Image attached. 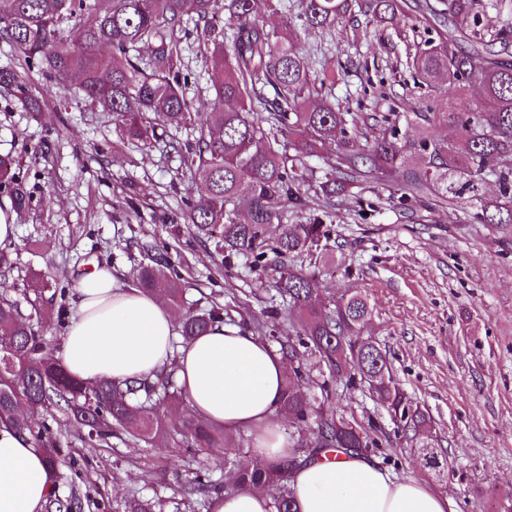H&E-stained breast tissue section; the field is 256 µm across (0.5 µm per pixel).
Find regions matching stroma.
<instances>
[{
	"label": "stroma",
	"instance_id": "1",
	"mask_svg": "<svg viewBox=\"0 0 512 512\" xmlns=\"http://www.w3.org/2000/svg\"><path fill=\"white\" fill-rule=\"evenodd\" d=\"M426 0H400L396 15L365 29L363 16L302 32L299 51L311 73L341 78L321 94L342 111L401 118L439 109L438 92L414 84L409 56L446 28ZM191 77L188 96L199 115L211 108L207 52L197 35L182 41ZM199 129L161 127L151 144L127 138L112 114L91 110L66 91L28 112L0 95V155H11L31 195L11 211L0 189V218L18 228L0 244L11 269L6 297L35 331L62 341L76 311L74 288L92 265L112 267L137 285L144 244L167 253L183 290L177 314L223 307L226 323L252 330L279 304L271 279H256L245 257L226 266L222 252L181 218L187 181L171 140L191 142ZM399 176L367 181L356 195L335 198L334 231L326 251L303 254L320 279L322 297L348 290L369 299L363 339L386 351L394 379L424 407L432 435L448 459L444 477L422 467L386 409L366 388L333 385L331 408L357 421L372 444L366 454L396 479L417 478L448 496L451 512H497L512 489V244L472 210L432 197L398 203ZM64 450L60 496L78 489L81 512H123L137 495L163 500L165 512H196L182 489L205 465L221 484L232 466L256 463L255 435L224 430L226 448L195 463L163 441L90 446L85 430L52 410L43 413Z\"/></svg>",
	"mask_w": 512,
	"mask_h": 512
}]
</instances>
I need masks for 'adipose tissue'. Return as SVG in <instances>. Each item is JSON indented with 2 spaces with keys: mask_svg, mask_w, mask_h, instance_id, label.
I'll use <instances>...</instances> for the list:
<instances>
[{
  "mask_svg": "<svg viewBox=\"0 0 512 512\" xmlns=\"http://www.w3.org/2000/svg\"><path fill=\"white\" fill-rule=\"evenodd\" d=\"M77 313L59 353L75 378L144 379L169 362L191 408L227 429L256 431L267 461L290 448L270 424L281 403L285 362L241 328L214 323L188 343L157 295L121 283L106 265L83 274ZM57 478L26 435L0 423V512H42ZM290 486L300 512H448L446 497L415 478L397 480L362 455L324 452L300 462Z\"/></svg>",
  "mask_w": 512,
  "mask_h": 512,
  "instance_id": "1",
  "label": "adipose tissue"
}]
</instances>
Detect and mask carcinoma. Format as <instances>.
I'll use <instances>...</instances> for the list:
<instances>
[{
	"label": "carcinoma",
	"mask_w": 512,
	"mask_h": 512,
	"mask_svg": "<svg viewBox=\"0 0 512 512\" xmlns=\"http://www.w3.org/2000/svg\"><path fill=\"white\" fill-rule=\"evenodd\" d=\"M476 2L447 0L441 17L448 20V31L412 57L421 83L446 95L440 109L414 116L427 125L454 128L451 141L409 138L394 112L363 117L326 100L310 104L315 83L300 56L297 31L286 15L276 23L265 20L257 12V0H0V42L15 52L12 64L0 68V94L38 112L45 98L67 89L76 77L90 105L115 114L130 139L147 145L157 138L162 123L195 124L181 33L187 20L203 29L214 90L211 112L195 142L172 144L181 153L184 176L202 187L198 196L187 199L184 223L224 252L226 261L246 256L251 271L274 274L280 297L303 324V333L276 338L283 357L294 359L301 346L329 367L336 380L368 384L398 431L411 441L417 459L436 469L444 450L416 440L429 426V413L399 387L386 353L359 338L371 315L367 297L353 292L337 301L320 299L316 273L296 265L295 258L327 247L332 198L396 168L402 169V194L416 198L430 193L442 204L472 208L479 223L495 225L503 240L512 242V32L470 29ZM301 4L302 25L313 28L335 24L351 8L349 0ZM354 4L378 21L398 9V0ZM221 14L228 20L226 29L214 24ZM464 42L466 49L461 47ZM496 44L501 46L498 51ZM142 45L149 48L146 58L140 56ZM33 69L43 79L36 95L28 88ZM471 81L480 85L482 98L460 112L448 95ZM370 120L380 127L371 139L362 131ZM329 144L336 152L324 158L329 171L315 187L305 160L322 156ZM409 153L420 156L423 164L406 165ZM15 166L12 156L0 155V186L9 189L14 208L21 212L31 197ZM490 181L497 186L492 198L485 193ZM311 190L320 196L321 213L305 224L284 222L288 209L307 206ZM169 269L165 255L152 256L151 265L140 271L139 285L176 305L183 292ZM222 320L224 309L217 305L192 311L181 320L180 336L186 343ZM54 349L52 340L34 331L13 302L0 300V361L8 359L15 368L13 373L4 371L6 379L0 381V421L27 433L43 448L50 467H56L63 449L51 430L32 416L52 407L87 427L88 437L101 444L122 434L132 443L164 436L194 459L216 447L217 430L204 416L171 432L164 428L153 398L170 405L182 399L175 362L140 381L88 385L65 370ZM307 378L309 371L301 365L285 377L281 408L299 433L296 447L308 458L332 449L348 453L369 447L372 441L361 426L323 405L311 407L302 391ZM298 464L294 451L276 462L235 468L227 482L241 489L274 488L272 512H298L288 485ZM184 493L209 502L222 488L199 475ZM161 506L159 500L132 497L125 512H162ZM81 509L76 493L64 499L52 494L45 504L46 512Z\"/></svg>",
	"instance_id": "obj_1"
}]
</instances>
